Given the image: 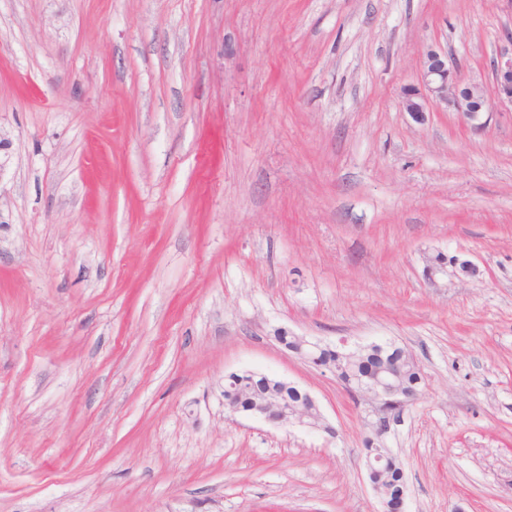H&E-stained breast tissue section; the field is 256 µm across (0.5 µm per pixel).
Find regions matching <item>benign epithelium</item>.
Masks as SVG:
<instances>
[{
	"mask_svg": "<svg viewBox=\"0 0 512 512\" xmlns=\"http://www.w3.org/2000/svg\"><path fill=\"white\" fill-rule=\"evenodd\" d=\"M402 108L418 118L436 109L448 108L468 120H475L484 112L495 107H512V55L501 50L493 61V84L486 88L483 84L467 81L459 73L448 68V55L440 49L430 46L421 55L419 85L406 87L401 96ZM404 355L390 360H381L379 367L350 387V391L368 397L377 418L367 426L375 434L387 432L390 420L379 412H392L407 402L419 398V393L406 389L400 383L404 370ZM282 386L295 389L299 401L287 405L273 393H251L245 398H227L224 400V412L227 417L258 416L280 426H301L321 430L331 436L335 429L325 424L323 415L315 398L299 385L278 380ZM371 488L381 507V512H405L407 491L392 497L381 486L373 483Z\"/></svg>",
	"mask_w": 512,
	"mask_h": 512,
	"instance_id": "1",
	"label": "benign epithelium"
}]
</instances>
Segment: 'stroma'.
<instances>
[{"instance_id":"1","label":"stroma","mask_w":512,"mask_h":512,"mask_svg":"<svg viewBox=\"0 0 512 512\" xmlns=\"http://www.w3.org/2000/svg\"><path fill=\"white\" fill-rule=\"evenodd\" d=\"M512 0H0V512H512V111L400 105L427 46L491 83ZM395 343L383 436L281 331ZM252 370L335 437L224 414ZM404 356L405 353H402L390 360L381 357L379 367L349 387L355 394L370 397L368 402L376 414L379 411H395L405 403L419 398L420 394L415 390H418L419 386L423 389L420 368L410 354L406 362L405 376L401 379L405 364ZM400 380L413 390L404 388ZM395 475L396 471L394 472L391 469H384L373 472L371 477V473L368 471V478H371L372 480L370 485L382 509L381 512H405L404 506L407 497V490H402L400 494L391 497L381 488V486H390L393 479L397 480Z\"/></svg>"}]
</instances>
